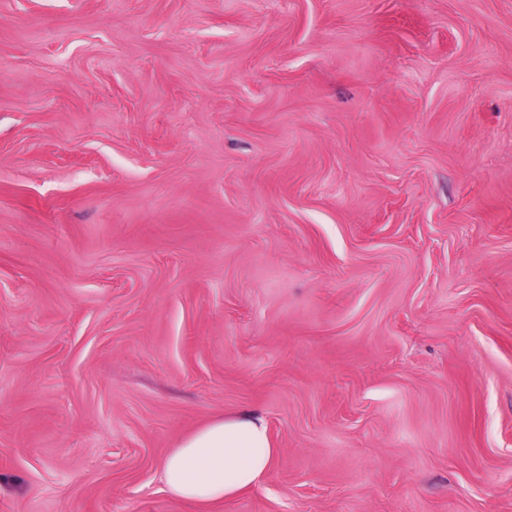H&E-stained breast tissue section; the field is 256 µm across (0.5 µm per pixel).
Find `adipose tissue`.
<instances>
[{
  "label": "adipose tissue",
  "mask_w": 512,
  "mask_h": 512,
  "mask_svg": "<svg viewBox=\"0 0 512 512\" xmlns=\"http://www.w3.org/2000/svg\"><path fill=\"white\" fill-rule=\"evenodd\" d=\"M276 456L265 419L243 411L186 437L164 460L162 480L172 495L210 512L258 486Z\"/></svg>",
  "instance_id": "obj_1"
}]
</instances>
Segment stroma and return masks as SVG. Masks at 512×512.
I'll return each instance as SVG.
<instances>
[{
  "mask_svg": "<svg viewBox=\"0 0 512 512\" xmlns=\"http://www.w3.org/2000/svg\"><path fill=\"white\" fill-rule=\"evenodd\" d=\"M512 512V0H0V512ZM277 452L265 419L243 411L186 437L164 460L161 476L172 495L210 512L258 486Z\"/></svg>",
  "mask_w": 512,
  "mask_h": 512,
  "instance_id": "1",
  "label": "stroma"
}]
</instances>
